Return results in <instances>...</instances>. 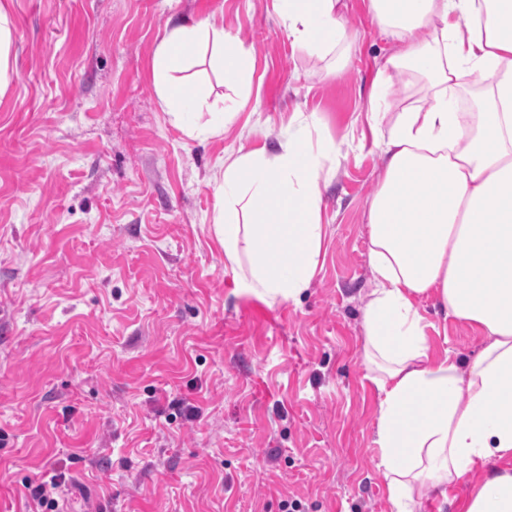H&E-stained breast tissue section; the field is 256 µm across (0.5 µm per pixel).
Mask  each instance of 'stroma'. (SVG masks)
I'll use <instances>...</instances> for the list:
<instances>
[{"mask_svg":"<svg viewBox=\"0 0 512 512\" xmlns=\"http://www.w3.org/2000/svg\"><path fill=\"white\" fill-rule=\"evenodd\" d=\"M0 97V512L68 478L62 512H395L362 357L368 202L382 171L369 92L390 45L349 0L341 65L294 46L273 0H12ZM215 15L250 51L251 100L217 138L164 111L152 55ZM336 147L325 238L298 300L224 265L213 176L289 124ZM433 354L483 338L422 302ZM199 411L183 417L186 406Z\"/></svg>","mask_w":512,"mask_h":512,"instance_id":"1","label":"stroma"}]
</instances>
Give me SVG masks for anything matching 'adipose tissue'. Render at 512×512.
<instances>
[{
  "label": "adipose tissue",
  "mask_w": 512,
  "mask_h": 512,
  "mask_svg": "<svg viewBox=\"0 0 512 512\" xmlns=\"http://www.w3.org/2000/svg\"><path fill=\"white\" fill-rule=\"evenodd\" d=\"M294 45L322 56L350 47L346 0H275ZM394 49L372 84V146L384 159L366 232L374 286L363 309V360L379 402L375 443L396 512L479 476L465 512H512V0H370ZM209 63L248 102L254 63L215 17L173 28L151 60L172 123L187 137H218L232 120L210 109L183 74ZM423 101L397 113L385 99L394 74ZM485 90L460 107L467 84ZM328 148L309 129L277 151L229 154L215 178L212 228L224 259L251 292L300 296L325 237L322 173ZM477 330L470 360L436 356L419 303Z\"/></svg>",
  "instance_id": "1"
}]
</instances>
